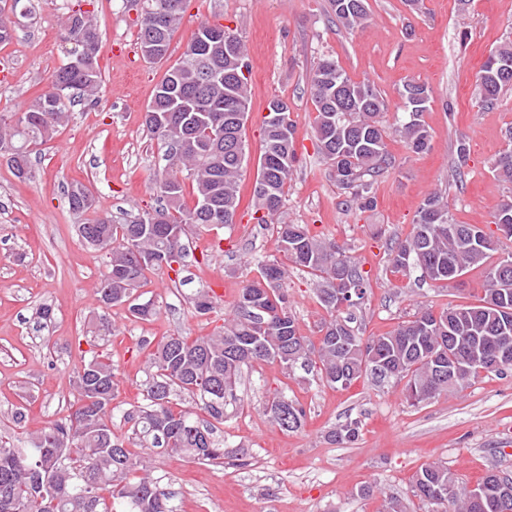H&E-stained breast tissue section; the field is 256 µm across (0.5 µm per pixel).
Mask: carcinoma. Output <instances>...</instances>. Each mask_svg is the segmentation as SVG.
Here are the masks:
<instances>
[{
    "mask_svg": "<svg viewBox=\"0 0 512 512\" xmlns=\"http://www.w3.org/2000/svg\"><path fill=\"white\" fill-rule=\"evenodd\" d=\"M336 21L348 30L363 26L368 0H333ZM187 0H143L138 41L153 35L160 45L150 61L169 53L173 34L186 12ZM203 21L186 50L156 86L146 112L166 114L165 123L144 120L147 130L166 148L167 169L155 179L161 205L153 210L158 231L146 230L141 217L115 224L95 214L94 198L80 183L67 187L69 210L85 221L79 236L109 251L110 261L99 293L112 294V304H128L132 317L150 320L158 314L153 300L137 296L148 275L161 269L142 263L140 254H165L178 249L192 228L229 225L240 206V176L246 158L243 130L250 100L249 64L241 36L224 28L229 43L210 47L199 57ZM71 45L66 63L51 74L54 88L45 87L24 110L21 127L0 115V143L11 145L16 176L29 174L30 146L52 137L68 122L74 94L98 101L102 72L98 58L100 33L90 10L68 9L61 32ZM317 147L337 185L356 190L354 201L372 209V178L395 165L387 139L395 134L414 153L429 149L431 134L424 120L430 88L410 81L399 91L403 115L393 125L384 120L388 105L368 80L354 81L334 59L320 60L311 76ZM476 99L493 108L512 92V38L492 51L476 74ZM188 101L199 113L194 127L183 132L180 104ZM293 121L264 116L258 174L253 189L257 223L276 234L277 252L318 279V300L330 313L312 341L300 333L288 306L286 265L277 257L257 260L258 276L241 289L234 317L206 336L172 333L161 337L148 356L149 374L143 404L124 414L132 439L149 448L194 462L221 463L224 413L237 404L242 371L255 364H277L287 377L300 369L329 386L347 389L364 375L380 383H404L406 403L415 407L455 390L481 374L512 373V256L493 259L498 239L476 224H460L450 215L441 192L428 194L415 215L412 231L387 246V263L395 272L418 268L425 280L448 282L467 270L484 277V294L475 303L449 306L439 312L420 307L410 319L381 336L363 338L350 326L352 309L364 303L370 282L347 250L324 233L286 222L281 214L288 176L298 159ZM505 147L492 161L495 177L512 185V126ZM191 180L193 204L184 201V181ZM211 199L213 209L199 210ZM493 224L512 225V194L505 196ZM216 293L199 290L192 298L198 315L214 311ZM79 406L67 418L32 434L30 446L0 436V512H174L170 492L148 477L132 480L138 455L124 446L108 423L112 399L119 388L112 362L96 353L82 359L72 376ZM191 398L207 418L179 408ZM265 412L283 432H296L307 413L296 398L278 392ZM359 422L350 420L325 433L337 446L354 443ZM485 495L477 501L471 487L459 482L447 464L422 466L412 480V496L431 506L429 512H512V474L491 468L477 482Z\"/></svg>",
    "mask_w": 512,
    "mask_h": 512,
    "instance_id": "obj_1",
    "label": "carcinoma"
}]
</instances>
